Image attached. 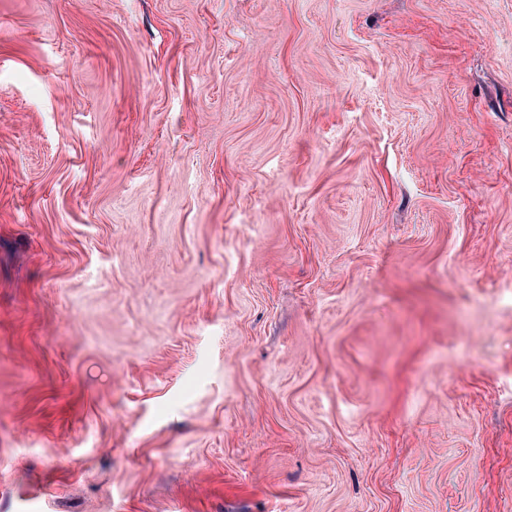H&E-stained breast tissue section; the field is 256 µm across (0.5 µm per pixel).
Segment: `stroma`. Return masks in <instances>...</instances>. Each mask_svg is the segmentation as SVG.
Returning a JSON list of instances; mask_svg holds the SVG:
<instances>
[{
    "mask_svg": "<svg viewBox=\"0 0 512 512\" xmlns=\"http://www.w3.org/2000/svg\"><path fill=\"white\" fill-rule=\"evenodd\" d=\"M0 512H512V0H0Z\"/></svg>",
    "mask_w": 512,
    "mask_h": 512,
    "instance_id": "stroma-1",
    "label": "stroma"
}]
</instances>
